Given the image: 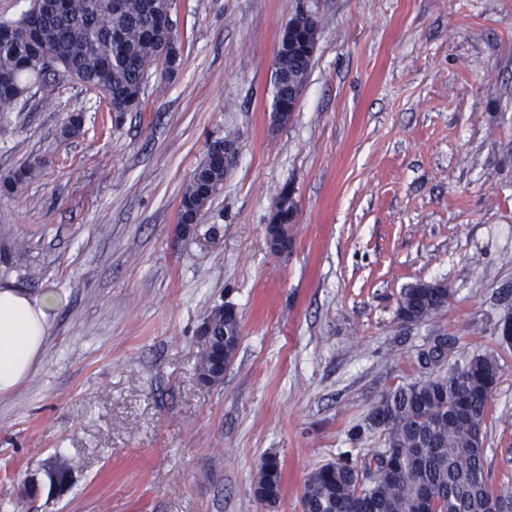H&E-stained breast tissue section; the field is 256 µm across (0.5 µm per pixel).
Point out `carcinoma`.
Listing matches in <instances>:
<instances>
[{
    "label": "carcinoma",
    "instance_id": "carcinoma-1",
    "mask_svg": "<svg viewBox=\"0 0 512 512\" xmlns=\"http://www.w3.org/2000/svg\"><path fill=\"white\" fill-rule=\"evenodd\" d=\"M167 0H28L20 13L0 17V112H21L35 87L69 79L102 95L118 113L142 110L148 71L160 62L175 70L180 51ZM319 20L297 12L286 24L273 80V111H288L310 73ZM230 168L224 149L211 147L195 168L180 200L178 223L196 224L203 203L224 185ZM36 167L0 180L11 194ZM448 287L418 281L401 292L397 316L404 323L434 318L448 307ZM241 325L235 308L216 307L199 330L209 344L199 379L224 380V363L235 356ZM502 349H512V317L496 331ZM425 376L381 396L366 416L380 432L383 448L363 458L348 448L305 479L302 512H512V491L496 489L486 469L482 428L500 379L499 356L477 354L460 369L448 365V348L423 352ZM278 464L258 466L255 495L274 502L280 495Z\"/></svg>",
    "mask_w": 512,
    "mask_h": 512
}]
</instances>
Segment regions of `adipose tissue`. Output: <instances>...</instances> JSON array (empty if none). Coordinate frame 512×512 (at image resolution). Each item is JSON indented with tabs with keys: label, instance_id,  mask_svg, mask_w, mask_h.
Listing matches in <instances>:
<instances>
[{
	"label": "adipose tissue",
	"instance_id": "obj_1",
	"mask_svg": "<svg viewBox=\"0 0 512 512\" xmlns=\"http://www.w3.org/2000/svg\"><path fill=\"white\" fill-rule=\"evenodd\" d=\"M55 294L33 297L0 288V394L16 390L31 374L48 337Z\"/></svg>",
	"mask_w": 512,
	"mask_h": 512
}]
</instances>
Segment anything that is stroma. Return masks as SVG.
Segmentation results:
<instances>
[{
    "label": "stroma",
    "mask_w": 512,
    "mask_h": 512,
    "mask_svg": "<svg viewBox=\"0 0 512 512\" xmlns=\"http://www.w3.org/2000/svg\"><path fill=\"white\" fill-rule=\"evenodd\" d=\"M302 8L318 43L281 124L275 51ZM173 17L180 66L150 68L142 111L116 117L68 81L0 112V178L37 167L0 193V285L59 298L35 370L0 395V512H301L307 475L421 377L433 337H457L455 362L497 349L512 290V0H173ZM76 111L82 131L62 139ZM227 136L234 168L180 224L194 169ZM285 186L296 220L277 254L266 228ZM419 280L451 298L407 325L398 299ZM221 305L241 339L208 386L199 329ZM500 364L486 467L512 488V350ZM267 457L272 505L254 495ZM255 495L263 502H276L281 491V475L273 459H263L255 479Z\"/></svg>",
    "instance_id": "stroma-1"
}]
</instances>
